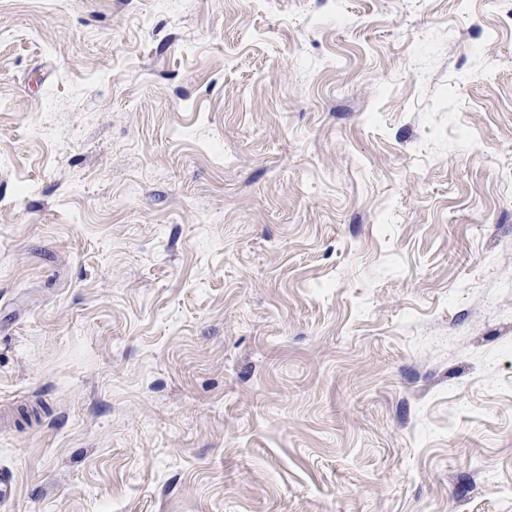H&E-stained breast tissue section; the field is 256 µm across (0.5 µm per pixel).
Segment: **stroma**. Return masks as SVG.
Instances as JSON below:
<instances>
[{"instance_id": "1", "label": "stroma", "mask_w": 512, "mask_h": 512, "mask_svg": "<svg viewBox=\"0 0 512 512\" xmlns=\"http://www.w3.org/2000/svg\"><path fill=\"white\" fill-rule=\"evenodd\" d=\"M507 0H0V512H512Z\"/></svg>"}]
</instances>
